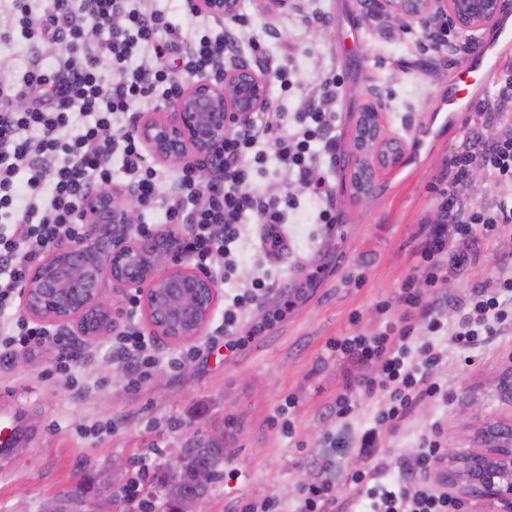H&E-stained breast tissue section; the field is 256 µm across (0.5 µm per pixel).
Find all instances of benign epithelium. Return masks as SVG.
<instances>
[{"label":"benign epithelium","instance_id":"1","mask_svg":"<svg viewBox=\"0 0 512 512\" xmlns=\"http://www.w3.org/2000/svg\"><path fill=\"white\" fill-rule=\"evenodd\" d=\"M367 13L395 17L426 34L441 15L480 46L479 32L495 20L503 0H362ZM193 6L219 20L237 16L239 0H193ZM271 109L265 70L231 60L210 75L187 81L171 111L140 112L133 132L155 161L192 163L201 167L204 183L215 180L207 165L238 127L258 112ZM356 165L352 203L371 197L374 170L387 169L403 154V143L385 133L375 112H365L351 144ZM83 235L59 241L33 268L19 293L23 314L51 323L91 342L118 330L112 297L137 292L150 332L173 343L200 335L218 301L215 277L185 259L180 236L160 230L137 233L128 195L103 190L90 199L80 215ZM432 477L463 495L487 500L497 512H512V423L484 433L477 451L448 449L445 464Z\"/></svg>","mask_w":512,"mask_h":512}]
</instances>
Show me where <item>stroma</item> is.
<instances>
[{
	"instance_id": "stroma-1",
	"label": "stroma",
	"mask_w": 512,
	"mask_h": 512,
	"mask_svg": "<svg viewBox=\"0 0 512 512\" xmlns=\"http://www.w3.org/2000/svg\"><path fill=\"white\" fill-rule=\"evenodd\" d=\"M239 13L246 22L242 55L250 53L249 40L260 41L269 55L285 57L297 83L286 93L272 87L274 111L295 115L329 73L342 77L330 104L338 116V162L332 167L326 156L318 158L333 186L328 202L337 223L330 230L320 224L323 203L269 163L257 188L296 196L299 206L287 224L292 243L267 252L259 224L246 221L237 275L244 281L269 271L276 280L273 295L295 306L273 323L266 320L270 305L251 308L242 328L256 335L232 357L219 347L177 370L166 363L169 355L201 348L217 335L224 322L219 305L192 344L153 337L161 362L135 387L120 373L108 335L87 345V365L72 373L56 370L49 348L34 357L20 352L0 359V406H18L36 430L33 441L0 459V512H42L46 501L78 489L96 512H142V501L161 494L170 457L216 430L233 453L199 512H239L244 503L272 494L292 510L307 475L323 478L326 462L335 459L343 468L354 466V456L337 457L330 446L339 425L329 409L344 387L345 365L326 344L374 333L400 314L398 294L446 185L445 164L482 118L470 111L458 123L432 124L418 145L409 131L431 124L448 94L449 74L471 53L422 50L419 29L366 14L360 0H292L288 10L273 14L263 12L259 0H240ZM369 107L404 151L397 165L377 172L369 204L358 207L350 200L349 144ZM154 168L158 199L151 208H136L135 220L161 226L181 167L158 162ZM509 268L512 234L483 240L475 262L445 284L449 302L468 299L475 286ZM381 301L390 303L388 315L378 313ZM473 356L467 365L449 350L446 364L434 372L448 388V401H424L385 438L381 459L390 477L403 473L432 425H439L445 447L469 450L479 447L487 426L512 421V338L497 337ZM103 468L112 471L108 497L95 482Z\"/></svg>"
}]
</instances>
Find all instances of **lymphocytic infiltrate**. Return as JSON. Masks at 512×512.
Segmentation results:
<instances>
[{
  "mask_svg": "<svg viewBox=\"0 0 512 512\" xmlns=\"http://www.w3.org/2000/svg\"><path fill=\"white\" fill-rule=\"evenodd\" d=\"M8 21L0 23V41L13 32L31 44L32 59L20 78L0 79V352L29 351L46 346L56 352L58 369L83 363L84 354L69 339L48 327L15 315V298L29 272L61 239L81 237L79 215L85 203L112 183V157L138 188L137 202L151 206L158 195L156 173L145 162L137 137L123 127L137 104L154 94L171 101L182 85L167 63L180 54L186 69L206 74L236 46L228 33L193 35L200 13L185 6L182 23H174L146 0H46L43 14L33 18L29 0H11ZM149 54V67L132 66L134 55ZM281 112L257 113L249 126L226 137L210 165L218 181L205 184L195 166L183 167L184 197L168 200L165 220L190 228L183 249L205 271L224 267L225 279L237 269V243L246 217H255L265 231L268 251H278L290 212V195L267 197L255 188L269 160L315 197H329L332 187L313 166L314 148L328 156L338 147L336 115L312 105L296 113L292 132L280 134ZM272 140L273 153L262 150ZM487 173L497 186H512V120L487 125L469 136L445 168L451 184L467 180L473 168ZM439 217L425 227L420 260L403 283L402 312L370 336H344L329 342L346 365L345 390L331 413L351 419L355 395L384 393L386 401L372 425L351 444L362 468L348 472L352 496L342 497L335 477L305 483L297 512H346L360 503L368 512H465L461 499L447 486L435 485L432 472L445 457L438 433L421 437L411 465L389 479L380 461L381 437L393 434L423 401L447 399L448 391L433 380L443 360L438 340L467 351L481 337L512 331V272L496 283L475 287L470 301L457 307V321L448 319V298L441 293L448 277L476 258L480 239L512 227V197L495 196L472 205L443 194ZM275 285L270 274L255 277L250 288L234 294L224 306V346L236 351L245 339L240 328L248 307ZM423 321L431 338L414 340L415 321ZM144 378L155 363L135 324H127L112 345Z\"/></svg>",
  "mask_w": 512,
  "mask_h": 512,
  "instance_id": "lymphocytic-infiltrate-1",
  "label": "lymphocytic infiltrate"
}]
</instances>
